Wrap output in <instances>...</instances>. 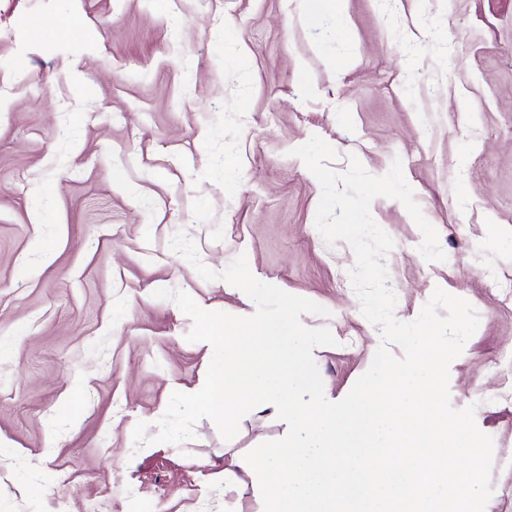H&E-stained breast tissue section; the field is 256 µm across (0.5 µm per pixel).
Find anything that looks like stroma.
<instances>
[{"label": "stroma", "mask_w": 512, "mask_h": 512, "mask_svg": "<svg viewBox=\"0 0 512 512\" xmlns=\"http://www.w3.org/2000/svg\"><path fill=\"white\" fill-rule=\"evenodd\" d=\"M314 135L339 172L401 160L447 259L422 257L402 203L373 201L395 316L438 287L476 309L450 399L494 441L485 512H512V0H0V512H262L248 473L230 497L216 483L225 458L286 435L272 412L230 441L207 418L154 440L213 353L154 293L241 315L244 292L169 243L185 231L215 271L246 255L326 308L301 322L334 336L313 356L344 398L381 334L352 248L315 227L321 187L291 154Z\"/></svg>", "instance_id": "1"}]
</instances>
